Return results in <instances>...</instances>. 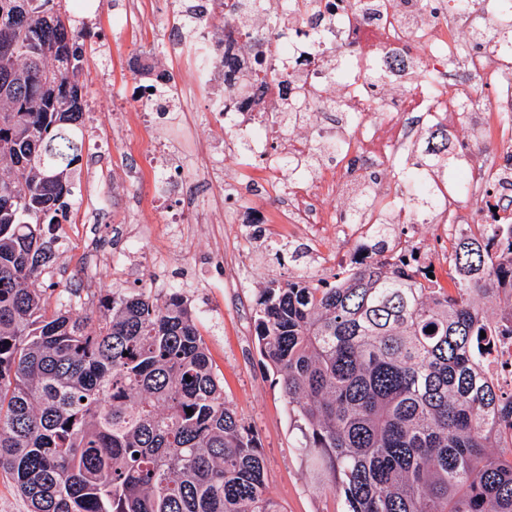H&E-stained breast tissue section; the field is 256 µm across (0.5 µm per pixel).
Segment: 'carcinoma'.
<instances>
[{"instance_id": "1", "label": "carcinoma", "mask_w": 512, "mask_h": 512, "mask_svg": "<svg viewBox=\"0 0 512 512\" xmlns=\"http://www.w3.org/2000/svg\"><path fill=\"white\" fill-rule=\"evenodd\" d=\"M246 37L274 35V0H224ZM0 475L29 512H284L254 431L224 399L178 291L112 290L106 313L47 314L52 241L84 145L82 63L64 0H0ZM508 48L512 9L476 48ZM444 145L414 162L463 165ZM448 243L447 288L378 260L319 287L271 284L255 309L317 490L342 512H512V391L484 378L489 336L512 335V221ZM387 219L368 248L391 241ZM498 300L489 319L483 298ZM434 327V333L426 332ZM486 336H481V333ZM192 413H187L186 409Z\"/></svg>"}]
</instances>
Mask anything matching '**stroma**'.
I'll return each mask as SVG.
<instances>
[{
  "label": "stroma",
  "instance_id": "obj_1",
  "mask_svg": "<svg viewBox=\"0 0 512 512\" xmlns=\"http://www.w3.org/2000/svg\"><path fill=\"white\" fill-rule=\"evenodd\" d=\"M191 0H104L87 20L89 37L79 40L81 81L96 119L87 121L82 158L68 222L54 230V257L34 286L43 290L47 311L61 296L80 295L87 302L76 316L99 318V301L113 289L146 288L166 295L180 289L194 308L210 363L224 382V398L255 432L263 457L267 491L285 512H341V501L317 492L309 465L298 449L299 432L288 413L272 368L261 356L255 336L253 302L270 282H286L310 273L334 279L330 268L307 271L303 262L282 255L262 238L260 225L241 216L233 223L212 224L199 233L197 247H187L156 203L157 176L166 172L173 195L182 186L206 196L209 172L191 154V132L221 139L223 127L205 97L192 98V131L181 115L169 113L152 128L132 117L139 111L137 88L146 68L166 72L180 88L193 78L189 57L162 52L169 26ZM132 13L133 23L117 29L112 17ZM143 237L136 270L109 268L105 260L122 247L123 230ZM237 240L247 259L236 279L224 277L226 258L214 248L219 239Z\"/></svg>",
  "mask_w": 512,
  "mask_h": 512
}]
</instances>
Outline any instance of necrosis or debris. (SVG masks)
<instances>
[{
  "instance_id": "1",
  "label": "necrosis or debris",
  "mask_w": 512,
  "mask_h": 512,
  "mask_svg": "<svg viewBox=\"0 0 512 512\" xmlns=\"http://www.w3.org/2000/svg\"><path fill=\"white\" fill-rule=\"evenodd\" d=\"M491 15L460 0H292L271 52L245 49L238 26H224L216 42L210 24L182 28L169 54L185 53L195 64V91L208 95L222 117L221 146L199 141L201 153L219 152L233 182L258 183L262 197L251 209L253 223L266 227L269 244L288 248L308 240L311 267L353 266L362 251L332 253L329 228L347 238L368 239L381 205L397 189L425 191L435 204L426 211L411 204L398 218L417 230L437 225L441 242L469 232L473 218L460 206L472 199L486 224L512 219V71L498 57L475 47V32L491 27ZM386 79L373 83L370 70ZM265 71L247 93H235L242 71ZM304 111L286 124L283 108ZM453 135L468 155L454 181L420 172L403 183L392 176L409 153L431 135ZM327 148L332 163L308 175L289 174L291 159L313 146ZM259 155L251 170L242 154ZM375 202L359 223H346L343 210L353 185Z\"/></svg>"
}]
</instances>
